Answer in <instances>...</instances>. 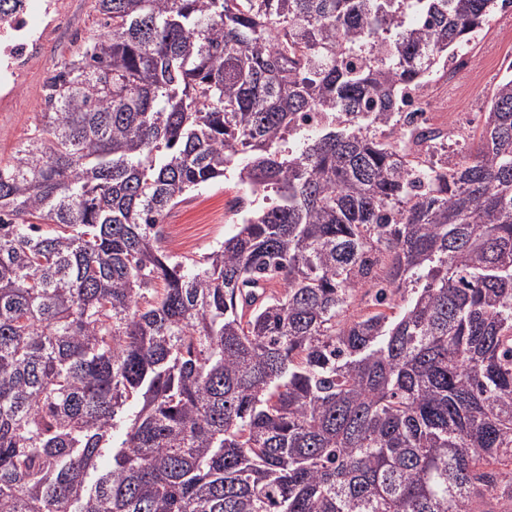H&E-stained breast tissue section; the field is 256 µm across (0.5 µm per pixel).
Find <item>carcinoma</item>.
<instances>
[{
  "label": "carcinoma",
  "mask_w": 512,
  "mask_h": 512,
  "mask_svg": "<svg viewBox=\"0 0 512 512\" xmlns=\"http://www.w3.org/2000/svg\"><path fill=\"white\" fill-rule=\"evenodd\" d=\"M496 8L94 0L0 162V512H512V75L402 112ZM239 191L231 180L193 191L190 198L167 213L171 224L164 246L173 255L200 259L234 233L240 216L228 210L227 202Z\"/></svg>",
  "instance_id": "obj_1"
}]
</instances>
